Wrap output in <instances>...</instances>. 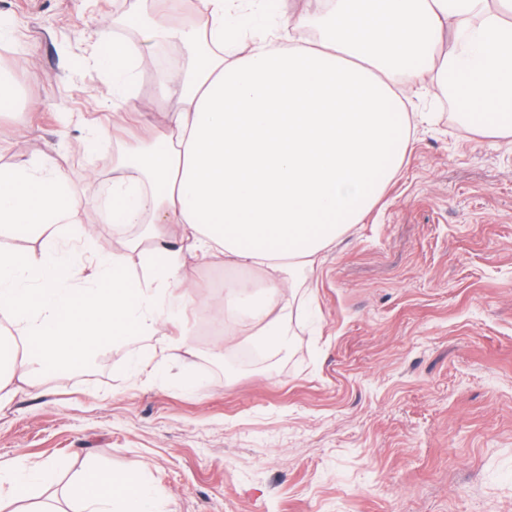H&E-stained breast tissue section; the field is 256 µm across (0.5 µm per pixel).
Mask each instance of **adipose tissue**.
Returning <instances> with one entry per match:
<instances>
[{
    "label": "adipose tissue",
    "mask_w": 512,
    "mask_h": 512,
    "mask_svg": "<svg viewBox=\"0 0 512 512\" xmlns=\"http://www.w3.org/2000/svg\"><path fill=\"white\" fill-rule=\"evenodd\" d=\"M201 35L150 31L188 44L192 66L156 73L170 108L162 128L112 158L108 218L144 225L122 250H94L76 231L90 274L57 240L76 204L53 154L0 168V236L30 238L36 252L0 251V403L9 375L30 383L83 367L106 343L181 328L195 301L168 228L189 231L196 257L223 256L241 277L224 282V333L249 332L269 353L290 347L292 290L380 201L411 146L403 99L431 86L459 102L482 135L512 141V0H314L276 16L272 0H205ZM114 46L98 63L112 75V106L142 105L127 86L150 66ZM141 249V274L125 253ZM46 463L0 467V512L53 483ZM80 512H155L134 475L92 469Z\"/></svg>",
    "instance_id": "adipose-tissue-1"
}]
</instances>
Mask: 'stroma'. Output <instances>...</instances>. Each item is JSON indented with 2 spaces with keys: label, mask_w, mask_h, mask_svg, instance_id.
Here are the masks:
<instances>
[{
  "label": "stroma",
  "mask_w": 512,
  "mask_h": 512,
  "mask_svg": "<svg viewBox=\"0 0 512 512\" xmlns=\"http://www.w3.org/2000/svg\"><path fill=\"white\" fill-rule=\"evenodd\" d=\"M149 0H0L16 29L0 111V167L53 152L79 200L71 222L96 246L122 236L90 200L103 196L112 151L166 121L154 73H135L143 115L111 126L105 41L186 62L134 19ZM434 113L378 205L340 238L301 289L287 352L227 375L209 356L246 339L214 330L224 258L200 264L183 228L171 236L197 285L181 342L160 377L128 363L152 342L117 341L84 368L19 385L0 406V464L54 463L35 488L55 512L87 469L134 474L157 512H512V143L492 142L428 92Z\"/></svg>",
  "instance_id": "stroma-1"
}]
</instances>
